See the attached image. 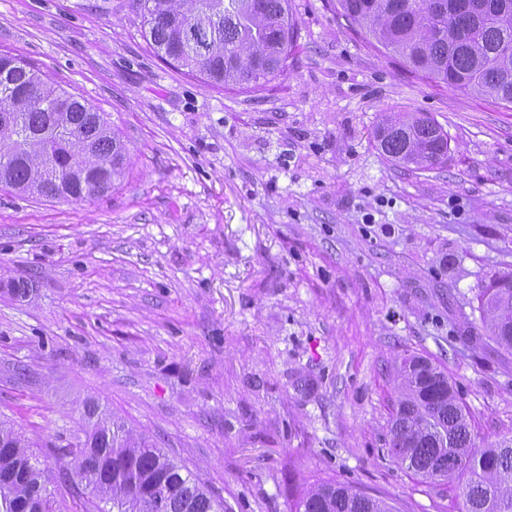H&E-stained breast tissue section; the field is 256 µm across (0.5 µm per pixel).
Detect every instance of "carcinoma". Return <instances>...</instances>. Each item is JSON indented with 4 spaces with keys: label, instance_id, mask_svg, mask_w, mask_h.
Instances as JSON below:
<instances>
[{
    "label": "carcinoma",
    "instance_id": "1",
    "mask_svg": "<svg viewBox=\"0 0 512 512\" xmlns=\"http://www.w3.org/2000/svg\"><path fill=\"white\" fill-rule=\"evenodd\" d=\"M375 42L414 72L512 104V0H337ZM158 55L217 85H249L284 71L293 23L288 0H144ZM403 167L448 160V133L433 118L394 114L376 130ZM127 147L107 114L82 103L21 58L0 55V184L39 197L94 200L122 175ZM484 333L512 353V272L479 290ZM389 451L430 482L456 483L460 512H512V437L476 443L474 425L446 371L409 355L396 366ZM80 484L85 512H223L185 466L112 413L83 407L82 437L59 451ZM52 472L26 437L0 421V512H55ZM294 512H391L340 483L316 484Z\"/></svg>",
    "mask_w": 512,
    "mask_h": 512
}]
</instances>
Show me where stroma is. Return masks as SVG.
I'll list each match as a JSON object with an SVG mask.
<instances>
[{"label":"stroma","instance_id":"stroma-1","mask_svg":"<svg viewBox=\"0 0 512 512\" xmlns=\"http://www.w3.org/2000/svg\"><path fill=\"white\" fill-rule=\"evenodd\" d=\"M142 2L0 0V54L128 149L93 201L0 185V420L54 471L95 400L225 512H292L324 482L458 512L387 452L395 364H440L479 441L512 436V354L477 299L512 270V106L417 76L336 0H290L284 73L213 85L157 55ZM393 112L433 116L447 163L393 164Z\"/></svg>","mask_w":512,"mask_h":512}]
</instances>
